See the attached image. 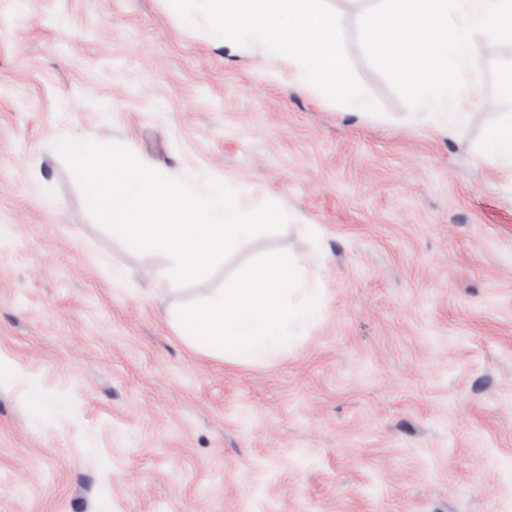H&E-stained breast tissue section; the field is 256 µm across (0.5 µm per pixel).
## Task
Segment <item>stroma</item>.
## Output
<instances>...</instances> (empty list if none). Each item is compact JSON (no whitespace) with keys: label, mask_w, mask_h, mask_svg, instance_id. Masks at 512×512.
Here are the masks:
<instances>
[{"label":"stroma","mask_w":512,"mask_h":512,"mask_svg":"<svg viewBox=\"0 0 512 512\" xmlns=\"http://www.w3.org/2000/svg\"><path fill=\"white\" fill-rule=\"evenodd\" d=\"M329 3L382 115L168 0H0V512H512V176L463 148L499 112L409 107ZM67 137L291 220L208 286L157 283L165 256L89 214ZM283 249L324 300L284 352L180 336L178 306Z\"/></svg>","instance_id":"obj_1"}]
</instances>
